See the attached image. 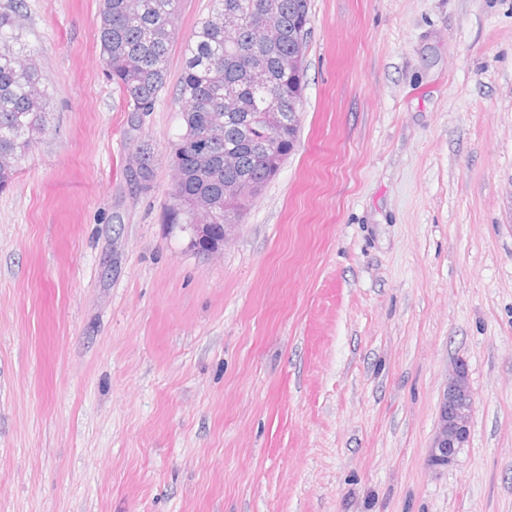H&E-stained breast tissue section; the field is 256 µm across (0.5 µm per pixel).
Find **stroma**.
Segmentation results:
<instances>
[{
  "label": "stroma",
  "instance_id": "obj_1",
  "mask_svg": "<svg viewBox=\"0 0 512 512\" xmlns=\"http://www.w3.org/2000/svg\"><path fill=\"white\" fill-rule=\"evenodd\" d=\"M99 10L14 16L47 116L0 190V512H512V0H311L298 148L215 256L166 222L210 0L149 112ZM473 408L467 369L459 364L448 378L441 398L438 424L428 458L430 467L448 466L459 449L465 447Z\"/></svg>",
  "mask_w": 512,
  "mask_h": 512
}]
</instances>
